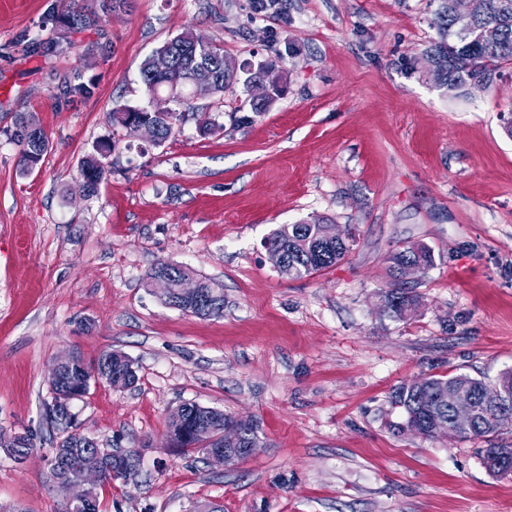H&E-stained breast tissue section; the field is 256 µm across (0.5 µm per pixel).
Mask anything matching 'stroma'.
Here are the masks:
<instances>
[{"mask_svg": "<svg viewBox=\"0 0 512 512\" xmlns=\"http://www.w3.org/2000/svg\"><path fill=\"white\" fill-rule=\"evenodd\" d=\"M438 0H0V433L30 432L17 464L0 447V512H58L45 420L58 357L121 351L131 389L91 382L71 403L81 431L140 457L99 490L100 512H512V474L489 475L481 439L394 431L389 397L424 374L512 368V64L488 89L448 96L426 54ZM192 31L248 67L274 63L281 94L253 123L242 85L192 98L157 146L112 126L147 104L142 61ZM49 140L18 165V115ZM108 141L106 175L76 193ZM328 218L344 260L291 279L266 240ZM423 244L428 271L403 280L405 319L378 293L396 248ZM159 261L224 285V314L171 308L149 288ZM256 424L260 446L230 466L169 445L184 402ZM104 175V166L95 155L88 156L82 164L81 180L77 184L78 191L84 195L96 192Z\"/></svg>", "mask_w": 512, "mask_h": 512, "instance_id": "35a3bbf8", "label": "stroma"}]
</instances>
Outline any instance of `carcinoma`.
<instances>
[{"label": "carcinoma", "mask_w": 512, "mask_h": 512, "mask_svg": "<svg viewBox=\"0 0 512 512\" xmlns=\"http://www.w3.org/2000/svg\"><path fill=\"white\" fill-rule=\"evenodd\" d=\"M454 0H443L441 17V40L428 51L427 60L433 62L442 74V88L450 96L468 93L471 84L481 80L488 84L497 76L501 64L512 62V0H471L476 33L465 34L454 27L452 4ZM194 33L186 30L165 41L155 49L141 64L140 82L147 95L167 89L177 95L191 88L197 76L209 75L214 82V95H224V46L208 42L194 49L190 48ZM171 52L174 54L173 68L165 75L153 72V58L157 54ZM144 120L160 128V143H165L171 136L177 113H155L148 106H123L112 112L113 124L133 133L128 118ZM21 129L19 164L21 171L30 172L41 160L48 149V138L42 133L34 137L26 133L28 119L18 116ZM104 175V166L94 155L88 156L82 164L81 180L78 191L90 195L96 192ZM324 219L301 221L297 224H284L265 242V246L282 250L287 264L282 273L291 279H300L342 261L351 246L327 238ZM391 275L400 274V268L408 263L416 264L421 272H426L434 265L431 250L422 244L405 245L388 257ZM159 270L166 271L172 282L171 298H177L178 280L192 273L189 268L169 262H160L152 268L148 277H153ZM203 295L208 305L197 312L199 317H220L224 314L223 284L215 279L203 278ZM383 310L396 319L406 317L404 310L420 305V297L396 284L379 292ZM127 370V363L122 353L106 351L96 362L85 363L77 359L65 371L62 379L50 386L53 401L63 406L76 398L78 389L84 380L96 371L106 379H112V373ZM491 382L474 378L468 374H427L398 386L391 395V405L400 410L405 420L424 421L432 415L448 417V410L441 406L442 395L450 386H464L473 392L480 412V419L471 427L460 430L464 439H475L497 434L512 428V421L500 419L498 406L491 400L488 388ZM202 417L211 419L223 433L224 446L227 448H256L259 446L256 428H239L233 418L217 408L200 409L191 402L186 406L180 422L168 421V432L176 442V447L188 449L189 442L184 434ZM58 447L66 449L56 463H49L50 479L73 478L88 456V450L74 447L76 435L79 434L75 415H70L66 429L59 430Z\"/></svg>", "instance_id": "1"}]
</instances>
